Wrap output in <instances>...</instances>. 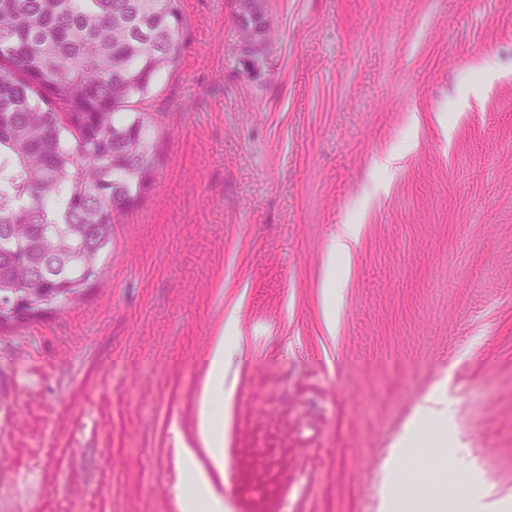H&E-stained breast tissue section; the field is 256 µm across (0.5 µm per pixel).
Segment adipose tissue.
<instances>
[{"mask_svg":"<svg viewBox=\"0 0 512 512\" xmlns=\"http://www.w3.org/2000/svg\"><path fill=\"white\" fill-rule=\"evenodd\" d=\"M362 231L361 225L344 224L327 246V277L323 291L324 318L329 332H336L342 312L344 290L353 257V246ZM243 351L238 340L217 342L209 360L207 382L202 395L198 416V438L203 447L212 451V462L223 468L224 456L220 451L223 426L216 412V400L233 398V389L224 382L231 368L241 359ZM179 454L183 461L184 481L176 486V496L182 512H224L222 498L215 494L208 474L196 463L193 448L182 447Z\"/></svg>","mask_w":512,"mask_h":512,"instance_id":"ef3b65f1","label":"adipose tissue"}]
</instances>
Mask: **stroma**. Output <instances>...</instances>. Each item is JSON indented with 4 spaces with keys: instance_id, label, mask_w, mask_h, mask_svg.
<instances>
[{
    "instance_id": "stroma-1",
    "label": "stroma",
    "mask_w": 512,
    "mask_h": 512,
    "mask_svg": "<svg viewBox=\"0 0 512 512\" xmlns=\"http://www.w3.org/2000/svg\"><path fill=\"white\" fill-rule=\"evenodd\" d=\"M255 2L249 43L242 0H182L160 166L103 276L0 329V512H180L183 443L224 512H384L440 385L442 440L398 463L407 512H512V0ZM352 220L334 341L326 248ZM230 317L219 470L197 409ZM445 397L443 394H431L417 407L408 431L412 432L422 423L429 420H438L444 413Z\"/></svg>"
}]
</instances>
